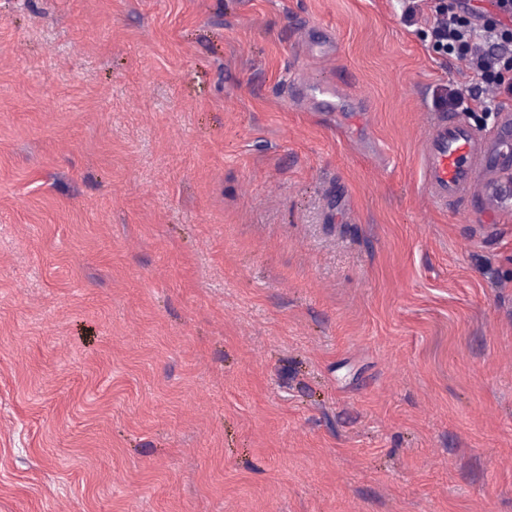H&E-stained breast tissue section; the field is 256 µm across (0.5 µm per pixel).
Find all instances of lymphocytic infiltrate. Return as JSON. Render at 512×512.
Masks as SVG:
<instances>
[{"instance_id": "1", "label": "lymphocytic infiltrate", "mask_w": 512, "mask_h": 512, "mask_svg": "<svg viewBox=\"0 0 512 512\" xmlns=\"http://www.w3.org/2000/svg\"><path fill=\"white\" fill-rule=\"evenodd\" d=\"M434 12L437 50L464 58L480 81L468 93L449 92L443 109L497 111L512 98V0H492L487 8L472 0H438Z\"/></svg>"}]
</instances>
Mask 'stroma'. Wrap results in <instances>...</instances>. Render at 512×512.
<instances>
[{"mask_svg":"<svg viewBox=\"0 0 512 512\" xmlns=\"http://www.w3.org/2000/svg\"><path fill=\"white\" fill-rule=\"evenodd\" d=\"M474 83L399 0H0V512H512ZM503 131L496 137L478 134L453 113H439L431 121L422 145L423 184L440 207L474 197H489L493 182L481 175L492 172L512 180V106H504ZM511 129V135H510Z\"/></svg>","mask_w":512,"mask_h":512,"instance_id":"35a3bbf8","label":"stroma"}]
</instances>
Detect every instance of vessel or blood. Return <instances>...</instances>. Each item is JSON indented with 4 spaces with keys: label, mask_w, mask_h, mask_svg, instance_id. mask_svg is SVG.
<instances>
[{
    "label": "vessel or blood",
    "mask_w": 512,
    "mask_h": 512,
    "mask_svg": "<svg viewBox=\"0 0 512 512\" xmlns=\"http://www.w3.org/2000/svg\"><path fill=\"white\" fill-rule=\"evenodd\" d=\"M503 131L494 137L478 134L454 114L439 113L431 121L422 145L423 184L440 207L474 197H487L492 182L486 172L512 180V107L502 109Z\"/></svg>",
    "instance_id": "b4317fda"
}]
</instances>
